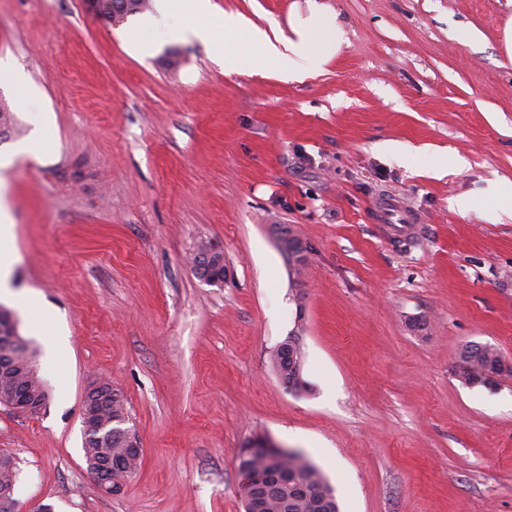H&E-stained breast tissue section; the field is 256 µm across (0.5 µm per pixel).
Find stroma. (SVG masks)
<instances>
[{
	"instance_id": "35a3bbf8",
	"label": "stroma",
	"mask_w": 512,
	"mask_h": 512,
	"mask_svg": "<svg viewBox=\"0 0 512 512\" xmlns=\"http://www.w3.org/2000/svg\"><path fill=\"white\" fill-rule=\"evenodd\" d=\"M259 26L305 0H212ZM348 38L325 71L285 82L224 42L122 38L90 0H0V84L19 134L0 173L19 255L0 305L37 350L49 401L0 405L17 512H244L240 448L298 451L341 512H512V375L456 373L488 345L512 365V0H324ZM479 40L462 43L459 27ZM407 148L398 162L394 148ZM418 211L407 241L379 195ZM471 203L460 213L457 203ZM291 230L304 264L278 245ZM224 252L197 278L200 242ZM39 296L68 341L47 354ZM297 338L306 390L272 366ZM119 389L143 450L104 494L83 450L84 393ZM9 408L19 415L29 416L40 412L42 403L35 395L24 390H18L9 403Z\"/></svg>"
}]
</instances>
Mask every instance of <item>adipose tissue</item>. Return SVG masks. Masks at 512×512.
Listing matches in <instances>:
<instances>
[{
	"label": "adipose tissue",
	"instance_id": "adipose-tissue-1",
	"mask_svg": "<svg viewBox=\"0 0 512 512\" xmlns=\"http://www.w3.org/2000/svg\"><path fill=\"white\" fill-rule=\"evenodd\" d=\"M156 2V15L147 19L150 26L183 39L223 40L228 72L238 68L243 55L253 53L281 79L301 82L323 72L347 42L336 12L322 0H306L305 12L291 14L287 26L272 21L264 28L239 13L214 14L211 0ZM242 32L248 41L241 46L237 36Z\"/></svg>",
	"mask_w": 512,
	"mask_h": 512
}]
</instances>
